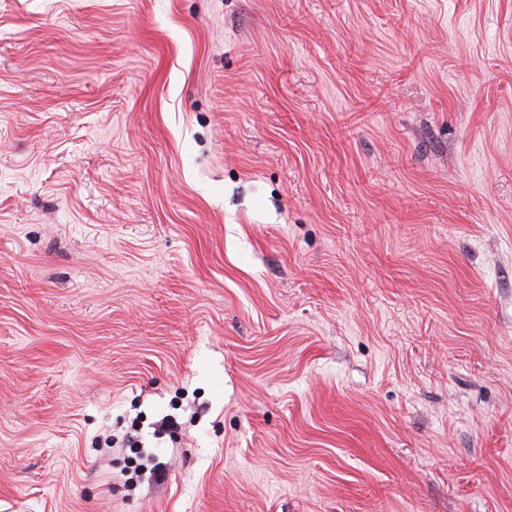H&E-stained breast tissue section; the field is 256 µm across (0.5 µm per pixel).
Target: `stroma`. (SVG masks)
Segmentation results:
<instances>
[{
	"label": "stroma",
	"instance_id": "35a3bbf8",
	"mask_svg": "<svg viewBox=\"0 0 512 512\" xmlns=\"http://www.w3.org/2000/svg\"><path fill=\"white\" fill-rule=\"evenodd\" d=\"M0 512H512V0H0Z\"/></svg>",
	"mask_w": 512,
	"mask_h": 512
}]
</instances>
